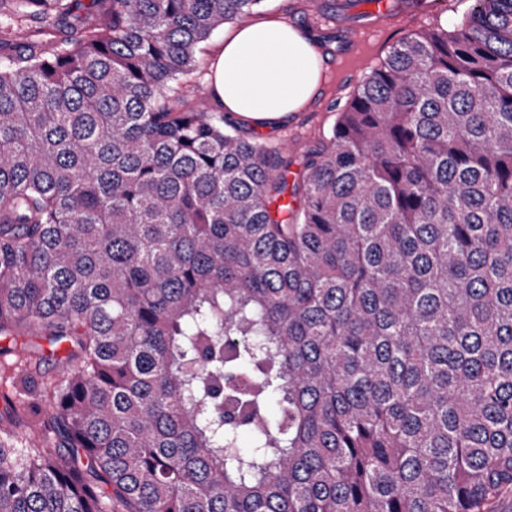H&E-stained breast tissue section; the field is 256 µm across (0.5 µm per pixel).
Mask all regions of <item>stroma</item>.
<instances>
[{"mask_svg":"<svg viewBox=\"0 0 512 512\" xmlns=\"http://www.w3.org/2000/svg\"><path fill=\"white\" fill-rule=\"evenodd\" d=\"M372 0H262L259 13H282L289 24L312 41L328 64V93L297 116L258 124L240 118L236 129L246 139L276 146L289 143L294 161L316 148L328 135L338 112L372 68L386 59L397 42L446 21L460 23L472 0H387L393 16L366 44L360 60L348 51L367 17ZM66 374L63 353H52L39 332L22 330L0 337V433L12 431L16 452H24L32 432L43 430L48 409L42 401L46 382Z\"/></svg>","mask_w":512,"mask_h":512,"instance_id":"obj_1","label":"stroma"}]
</instances>
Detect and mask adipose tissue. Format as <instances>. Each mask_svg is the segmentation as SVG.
<instances>
[{
  "mask_svg": "<svg viewBox=\"0 0 512 512\" xmlns=\"http://www.w3.org/2000/svg\"><path fill=\"white\" fill-rule=\"evenodd\" d=\"M207 91L227 115L284 118L323 98L321 62L309 38L287 18L260 15L225 28Z\"/></svg>",
  "mask_w": 512,
  "mask_h": 512,
  "instance_id": "1",
  "label": "adipose tissue"
}]
</instances>
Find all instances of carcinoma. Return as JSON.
<instances>
[{
	"label": "carcinoma",
	"mask_w": 512,
	"mask_h": 512,
	"mask_svg": "<svg viewBox=\"0 0 512 512\" xmlns=\"http://www.w3.org/2000/svg\"><path fill=\"white\" fill-rule=\"evenodd\" d=\"M260 3L0 0V335L70 350L0 512L512 492V0L401 39L291 183L179 88Z\"/></svg>",
	"instance_id": "1"
}]
</instances>
